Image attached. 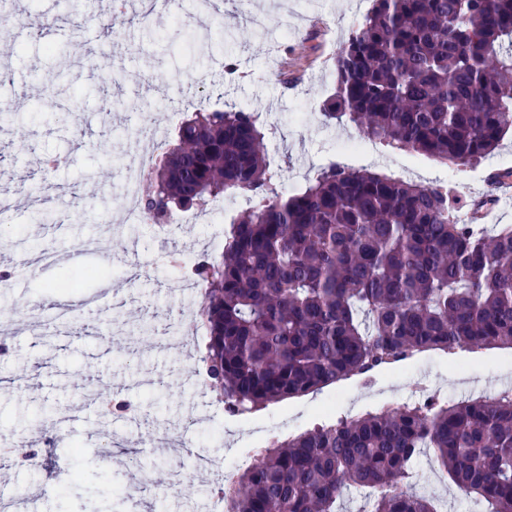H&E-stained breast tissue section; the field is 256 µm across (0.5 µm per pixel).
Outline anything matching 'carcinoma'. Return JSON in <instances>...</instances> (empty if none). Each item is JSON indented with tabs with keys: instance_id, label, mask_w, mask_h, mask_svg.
I'll list each match as a JSON object with an SVG mask.
<instances>
[{
	"instance_id": "obj_1",
	"label": "carcinoma",
	"mask_w": 512,
	"mask_h": 512,
	"mask_svg": "<svg viewBox=\"0 0 512 512\" xmlns=\"http://www.w3.org/2000/svg\"><path fill=\"white\" fill-rule=\"evenodd\" d=\"M322 112L450 167L512 131V0H374L342 44ZM252 112H198L145 178L149 219L226 194L250 204L224 252L192 269L203 358L233 414L429 351L512 349V224H460L448 192L331 165L278 187ZM429 452L465 495L512 512V395L437 400L340 419L273 441L224 484L227 512H439L404 481Z\"/></svg>"
}]
</instances>
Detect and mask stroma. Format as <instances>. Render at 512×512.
<instances>
[{
  "mask_svg": "<svg viewBox=\"0 0 512 512\" xmlns=\"http://www.w3.org/2000/svg\"><path fill=\"white\" fill-rule=\"evenodd\" d=\"M215 19L202 21L195 0L168 10L157 0L139 21L141 0L114 11L108 0H0L18 14L13 32L0 37V63L12 74L0 85L9 113L0 118V190L23 202L0 215V268L15 274L0 287V315L13 327L10 352L0 354V461L12 484L6 507L32 497L38 512H205L216 482L192 468L191 455L216 468L244 448L260 451L314 426L380 409L426 375L441 397L465 376L493 390L512 385V351L489 348L454 355L420 354L418 366L390 368L370 379L353 376L304 396L228 420L213 389L199 387L193 369L207 338L189 323L201 291L181 286L176 258L211 253L223 237L224 202L163 240L154 225L122 223L125 202L115 178L137 160L150 130L173 135L172 110L223 105L258 113L266 153L282 170L283 191L302 187L328 163L391 177L409 171L425 184L449 172V185L470 186L454 200V217L469 223L472 194L485 191L491 169H512V134L479 163L453 170L428 156L385 142L371 158L340 157L337 142L358 136L351 123H325L321 108L333 91L335 58L362 22L372 0H213ZM108 25L77 28L87 13ZM59 51L47 53L46 44ZM99 55L94 68L85 51ZM243 74L227 81L225 59ZM297 120H290V113ZM112 217L110 236L101 221ZM78 250L75 261L25 267L30 254ZM75 288L49 300L64 276ZM134 412H107L100 389ZM184 434L190 453L157 452L154 439ZM82 448L79 460L70 446ZM153 479L175 481L173 493L144 489L138 509L124 495L131 458ZM83 477L69 483L68 472ZM418 481L442 512H482L460 494L433 458L419 457Z\"/></svg>",
  "mask_w": 512,
  "mask_h": 512,
  "instance_id": "1",
  "label": "stroma"
}]
</instances>
